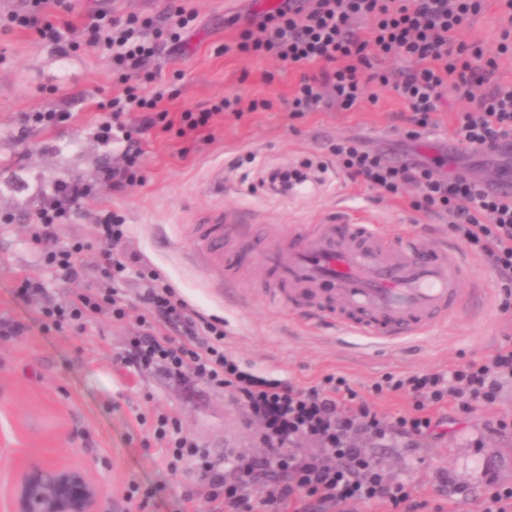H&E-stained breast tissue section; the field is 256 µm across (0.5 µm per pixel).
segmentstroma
I'll return each mask as SVG.
<instances>
[{
    "instance_id": "35a3bbf8",
    "label": "stroma",
    "mask_w": 512,
    "mask_h": 512,
    "mask_svg": "<svg viewBox=\"0 0 512 512\" xmlns=\"http://www.w3.org/2000/svg\"><path fill=\"white\" fill-rule=\"evenodd\" d=\"M270 0H63L56 25L80 27L97 16L137 14L158 17L181 9L196 19L179 46H166L160 59L138 70H122L85 42L67 53L55 51L36 29L8 26L14 14L31 10L30 0H0V320L21 325L17 336L0 335V491L13 466L8 451L35 448L88 467L106 490L104 512H211L206 487L196 474H170L149 425L138 414L175 418L184 432L209 448L215 458L225 449L259 450L258 427L222 390L189 387L159 371L119 363L127 338L143 308L138 284L126 285L131 306L121 322L102 317L74 322L62 330L45 327L47 300L91 286L97 277L100 243L94 224L100 212L120 216L130 247L156 270L191 307L224 321L225 345L256 374L300 385L327 373L345 376L359 397L386 414L410 410L407 396H375L371 384L386 374L448 371L470 358H482L512 339V314L499 310L501 284L482 255L465 257L483 281L488 303L476 313L449 318L432 334L404 344L379 345L342 335L275 305L259 263L243 265L235 283L193 257L197 224L212 215L238 214L261 225L262 240L285 224H324L352 209L373 223L412 232L423 246L453 243L445 218L414 210L409 199L388 200L346 176L329 145L357 137L388 159L406 154L398 139L409 114L387 88L377 104L339 109L330 97L293 119L286 101L299 78L297 68L272 56L225 52L244 17ZM144 94L162 90L163 109L213 111L210 127L187 139L177 132L144 136L143 180L120 192L98 180L102 167L118 162L120 146L104 141L101 125L107 101L125 84ZM247 106L268 99L272 108L243 117L221 111L226 98ZM469 103L450 100L435 119L439 131L420 143L425 159L447 157V170L496 181L512 168V153L478 157L448 154L459 113ZM38 112H64V121L39 122ZM315 166L311 188L300 196L268 194L260 185L265 170ZM81 179L93 188L73 211L63 237L81 243L83 282L58 281L44 262L28 226L58 183ZM40 281L44 293L24 302L15 296L20 275ZM444 421L437 433L416 446L395 443L377 449L392 479H408L415 497L451 512H482L483 487L490 475L512 485V433H489V426L512 417V385L495 406L466 413L436 409ZM463 486L462 494L442 495L443 478ZM149 495L146 508L126 499L130 488Z\"/></svg>"
}]
</instances>
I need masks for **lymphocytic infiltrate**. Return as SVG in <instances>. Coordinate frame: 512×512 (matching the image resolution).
<instances>
[{
	"label": "lymphocytic infiltrate",
	"instance_id": "f902f5d3",
	"mask_svg": "<svg viewBox=\"0 0 512 512\" xmlns=\"http://www.w3.org/2000/svg\"><path fill=\"white\" fill-rule=\"evenodd\" d=\"M497 2L501 27L491 48L457 39L482 11L484 0H279L272 11L247 20L232 50L303 67L318 65V72L300 74L288 99L293 117L314 111L325 90L349 110L366 100L377 102L375 86L392 85L410 110L403 136L412 142L435 128L437 105L445 92H453L472 105L461 113L456 134L468 151L482 153L493 144H512V83L490 81L498 57L512 52V0ZM194 19L183 10L158 20L111 18L87 24L82 34L88 44L109 52L117 67L136 68L156 57L166 40H179ZM376 56L407 62L410 68L401 81L390 83L386 74L374 70ZM163 97L160 91L146 96L128 86L122 96L109 100L111 119L101 129L104 139L122 144L123 164L103 168L99 179L112 190H124L139 179L143 141L123 122L125 111H145L147 131L175 128L188 137L208 128L211 113L184 112L175 118L159 109ZM330 153L349 176L363 179L381 197L394 199L411 188L413 209L446 214L451 232L484 256L501 279V310H512V197L429 163L389 162L356 139L337 140ZM90 195V186L82 181L58 184L31 227L46 265L65 282L83 280L86 269L78 258L80 244L61 243L60 219ZM95 233L101 243L96 263L101 286L71 293L46 306L44 315L57 330L72 320H124L125 286L137 279L146 314L128 339V360L142 370L159 369L173 378L228 390L261 427L262 455L229 448L219 461L172 418L158 415L154 437L165 449L167 469L200 474L209 484L206 498L214 512H347L360 501L418 512L412 487L388 481L366 443L392 438L415 442L434 431V409L451 405L469 412L491 406L504 384L512 383V342L445 374L382 376L371 386L375 395L403 394L412 400L411 410L394 415L358 399L341 375L325 374L310 386L256 375L225 346L222 320L191 309L140 255L129 251L126 225L107 214ZM307 441L314 443V451L304 450Z\"/></svg>",
	"mask_w": 512,
	"mask_h": 512
}]
</instances>
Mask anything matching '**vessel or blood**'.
<instances>
[{
  "label": "vessel or blood",
  "instance_id": "obj_1",
  "mask_svg": "<svg viewBox=\"0 0 512 512\" xmlns=\"http://www.w3.org/2000/svg\"><path fill=\"white\" fill-rule=\"evenodd\" d=\"M255 232V225L218 215L198 226L195 244L229 282L242 254L225 251V240ZM261 264L280 305L384 344L425 335L477 309L484 295L480 280H469L459 247L426 250L345 216L333 224L284 225Z\"/></svg>",
  "mask_w": 512,
  "mask_h": 512
}]
</instances>
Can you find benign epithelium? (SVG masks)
Instances as JSON below:
<instances>
[{
	"label": "benign epithelium",
	"mask_w": 512,
	"mask_h": 512,
	"mask_svg": "<svg viewBox=\"0 0 512 512\" xmlns=\"http://www.w3.org/2000/svg\"><path fill=\"white\" fill-rule=\"evenodd\" d=\"M103 497L86 466L19 454L7 485L6 512H102Z\"/></svg>",
	"instance_id": "1"
}]
</instances>
